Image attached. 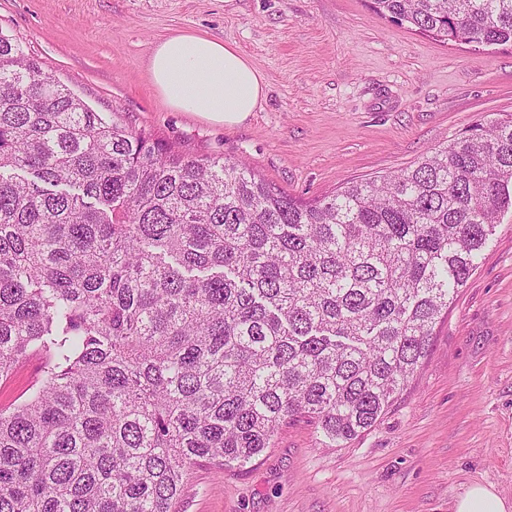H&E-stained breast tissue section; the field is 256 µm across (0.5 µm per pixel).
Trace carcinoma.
Returning <instances> with one entry per match:
<instances>
[{"instance_id":"carcinoma-1","label":"carcinoma","mask_w":512,"mask_h":512,"mask_svg":"<svg viewBox=\"0 0 512 512\" xmlns=\"http://www.w3.org/2000/svg\"><path fill=\"white\" fill-rule=\"evenodd\" d=\"M512 43V0H372ZM512 207V117L303 203L241 161L96 112L0 37V512H172L190 470L287 421L371 428ZM42 364L39 355H31L7 379L0 381V406H9L31 386L38 379Z\"/></svg>"}]
</instances>
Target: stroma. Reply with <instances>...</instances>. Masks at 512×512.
<instances>
[{
    "label": "stroma",
    "instance_id": "obj_1",
    "mask_svg": "<svg viewBox=\"0 0 512 512\" xmlns=\"http://www.w3.org/2000/svg\"><path fill=\"white\" fill-rule=\"evenodd\" d=\"M178 33L232 44L261 72L266 96L249 120L215 123L156 92L148 57ZM0 35L94 111L244 161L304 201L512 114V43L445 44L371 0H0ZM473 485L512 501V208L370 430L334 445L313 422L288 421L247 464L194 467L174 512H452Z\"/></svg>",
    "mask_w": 512,
    "mask_h": 512
}]
</instances>
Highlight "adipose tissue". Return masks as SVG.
Returning a JSON list of instances; mask_svg holds the SVG:
<instances>
[{
  "mask_svg": "<svg viewBox=\"0 0 512 512\" xmlns=\"http://www.w3.org/2000/svg\"><path fill=\"white\" fill-rule=\"evenodd\" d=\"M156 90L176 110L227 125L244 123L265 98V81L236 47L180 33L160 42L148 60Z\"/></svg>",
  "mask_w": 512,
  "mask_h": 512,
  "instance_id": "1",
  "label": "adipose tissue"
}]
</instances>
